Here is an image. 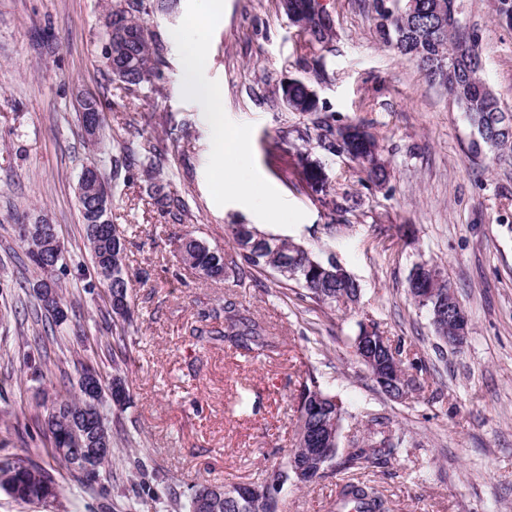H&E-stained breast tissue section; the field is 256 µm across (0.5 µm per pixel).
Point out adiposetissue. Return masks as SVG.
<instances>
[{"label": "adipose tissue", "mask_w": 512, "mask_h": 512, "mask_svg": "<svg viewBox=\"0 0 512 512\" xmlns=\"http://www.w3.org/2000/svg\"><path fill=\"white\" fill-rule=\"evenodd\" d=\"M210 21V12L194 13L188 18L185 30L178 35L184 46L187 61V77L184 88L196 98L204 101L209 107L218 190L238 195L249 202L253 199L250 181L223 173L225 160L239 157L241 154L239 134L224 126L223 93L218 87L203 85L195 80L197 71L205 66L210 58V46L203 36Z\"/></svg>", "instance_id": "1"}]
</instances>
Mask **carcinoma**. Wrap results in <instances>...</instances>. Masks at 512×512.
I'll list each match as a JSON object with an SVG mask.
<instances>
[{"label": "carcinoma", "mask_w": 512, "mask_h": 512, "mask_svg": "<svg viewBox=\"0 0 512 512\" xmlns=\"http://www.w3.org/2000/svg\"><path fill=\"white\" fill-rule=\"evenodd\" d=\"M416 13L413 27H401L400 20L383 8V0H376L379 17V32L383 41L396 53L414 60L426 79L443 86L458 108L467 116L475 135L472 148L476 151L485 147L500 157H512V131L502 130L500 117L504 109L495 93L487 86L482 72L473 68V55L480 53V37L477 31L463 21L448 25L441 32L434 30L432 5L436 0H416ZM175 0H116L112 5V26L119 31L136 34L132 55L112 58V68L107 73L112 82L129 94L151 88L164 79L161 69L164 63L166 45L163 39L146 24V18L156 13L174 10ZM305 26L297 31L309 37V47L328 44L333 29L331 21L323 14L304 13ZM310 86L300 79H292L281 86L282 101L291 112L302 115H315L319 111L318 99L309 92ZM320 133L318 144L332 155L345 154L365 175V180L375 186L387 181L386 163L377 152L375 141L360 139L346 140L344 130L349 125H336L333 114L318 118ZM114 166L130 171L136 167L145 173L150 183L146 192L151 205L156 210L169 214L172 209L185 208L184 201L172 194L170 183L159 178L164 169L166 157L159 146L151 140L135 144L131 141L119 142L112 139ZM82 218V231L85 249L90 256L93 271L118 259V275L112 281L102 283L107 290L108 305L114 300H128V281L125 270L124 252L126 238L117 227H110L102 236L95 237L90 232L91 217L88 204L78 200ZM265 234L254 230L258 243L249 252H239V260L228 262L224 253L212 249L203 241L191 236L180 243L184 261L195 269L207 271L208 279L223 281L234 278L241 282L252 269L263 270L280 283L292 282L307 291L310 299L319 306L335 309L339 305L357 302L360 291L358 284L347 269H340L332 263V257L321 258L313 255L306 247L292 240L278 243L264 240ZM28 261L47 276L57 271L67 272L64 259H59L53 268H48L34 251L22 244ZM44 312L42 324L44 335L35 338L36 344L55 339V328L63 323L52 310L38 304ZM222 337L233 341L237 347L247 352L259 353L274 347L265 329L256 321L234 313L233 303L224 306V334ZM115 374L112 381L122 384L125 401L112 403L104 398L94 406L97 422L104 425L107 439H112V430L103 411L111 403L117 413L127 409L130 391L122 366L127 358L112 355ZM53 409H45V415L38 427L50 439L48 453L57 462L64 464L73 477L81 481H94L101 472L112 468V459L103 463H90L85 466L63 448H87L90 434L82 428L70 424V418L82 413L87 403L84 399L82 380H77V389L67 396H56L50 400ZM294 447L289 448L275 464L263 469L258 478L250 482V488L241 492V485L233 484L216 487L205 483L193 484L186 500L175 497L170 501V512H196V502L207 500L206 512H278L281 493L289 487H301L325 477L328 472L359 469L365 464L387 460L395 445L389 438L379 441L368 439L349 441V448L343 453L334 452L326 461L321 460L323 448L327 447L324 437V423L336 417L343 420V408L335 395L321 388L317 378L310 374L299 394ZM55 481L41 464L28 460L26 467L14 471L0 467V487L16 501L30 503L41 499L45 489ZM339 512H385V502L377 489L363 482L348 481L339 491Z\"/></svg>", "instance_id": "obj_1"}]
</instances>
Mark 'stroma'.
<instances>
[{
	"mask_svg": "<svg viewBox=\"0 0 512 512\" xmlns=\"http://www.w3.org/2000/svg\"><path fill=\"white\" fill-rule=\"evenodd\" d=\"M206 0H180L151 16L166 44L165 79L145 96L108 82L101 17L112 0H0V458L42 464L59 485L24 505L0 489V512H126L134 482L154 487L137 512H167L189 485L255 480L295 441L297 397L307 374L345 410L342 441L383 431L402 442L384 464L336 472L281 495V512H336L348 479L374 486L387 512H512V159L472 151L473 129L443 88L398 56L376 28L375 0H321L331 15L327 48L311 51L276 0H222L204 32L212 61L196 79L224 90V125L245 139L246 172L272 202L250 208L217 191L203 103L184 92L177 31ZM481 37L483 78L512 111V28L495 0H461ZM307 82L321 111L363 124L390 177L363 181L355 164L316 142L314 117L288 111L281 85ZM108 104L107 136L130 123L166 147L163 171L185 202L181 219L157 212L141 175L112 192V222L128 237V295L135 331L126 376L131 405L111 419L112 472L77 482L28 434L45 393L77 381L81 364L111 379L99 350L111 340L101 293L72 276L59 281L69 306L47 347L50 373L28 353L26 308L42 274L24 263L18 222L46 215L67 264L87 261L75 185L98 158L80 126L77 97ZM232 224L334 255L360 287L356 305L323 311L302 289L254 272L214 282L181 264L185 234L233 255ZM438 264L469 318L462 347L441 342L407 291L419 260ZM248 310L278 348L247 353L208 338L222 320L201 312L224 301ZM400 350L413 385L386 395L351 348L360 325Z\"/></svg>",
	"mask_w": 512,
	"mask_h": 512,
	"instance_id": "35a3bbf8",
	"label": "stroma"
}]
</instances>
